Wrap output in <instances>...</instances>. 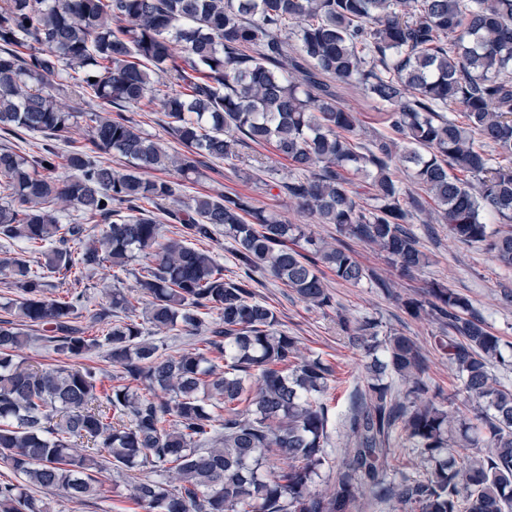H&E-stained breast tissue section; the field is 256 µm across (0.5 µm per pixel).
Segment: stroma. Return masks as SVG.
<instances>
[{
	"label": "stroma",
	"instance_id": "stroma-1",
	"mask_svg": "<svg viewBox=\"0 0 512 512\" xmlns=\"http://www.w3.org/2000/svg\"><path fill=\"white\" fill-rule=\"evenodd\" d=\"M63 103L79 107L80 114L67 140L57 142L59 154H67L76 147L87 146L91 137L90 113L101 111L99 101L83 98L73 91L60 96ZM339 102L360 119L357 140L361 143L388 134L385 110L371 99L343 89ZM239 157L234 163L221 160L210 162L201 175L183 179L185 198L201 195L216 196L224 193L246 195L266 210L281 215L291 224L307 222L306 216L288 206L279 197L271 183L288 177L289 165L277 157L270 147L245 142L238 147ZM423 251L429 256V266L414 276L395 281L394 294L387 295L368 284H347L337 281L332 271L324 276L334 296L336 307L330 310L311 309L278 280L262 274L255 290L259 299L266 301L276 311L282 327L295 336L301 355L321 357L332 366L334 377L323 398L328 408L326 451L328 463L322 471L323 480L334 479L349 446L344 428L351 403L365 388L364 367L367 358L339 329L337 314L352 319L373 318L383 328L411 336L426 358L424 379L430 394L438 401L447 402L458 392L461 381L448 357L434 343L437 324L409 316L402 307L403 298L416 295L427 283L439 281L467 296L475 309L485 319L490 331L499 336L503 357L491 361L489 371L500 384L512 388V305L502 302V291L512 289V269L494 261L481 244H462L448 237L446 225L441 223L412 226ZM140 263H132L127 270L95 267L85 273L89 311H96L106 304L107 294L113 287L134 285L140 272ZM53 512H142L130 498L123 479L106 476L102 493L84 503L68 499L64 493L53 497Z\"/></svg>",
	"mask_w": 512,
	"mask_h": 512
}]
</instances>
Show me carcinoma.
<instances>
[{
    "label": "carcinoma",
    "mask_w": 512,
    "mask_h": 512,
    "mask_svg": "<svg viewBox=\"0 0 512 512\" xmlns=\"http://www.w3.org/2000/svg\"><path fill=\"white\" fill-rule=\"evenodd\" d=\"M69 86L107 106L91 113L90 143L126 166L83 150L59 155L54 142L78 114L56 100ZM338 86L385 107L393 135L355 141L359 119L337 101ZM153 102L182 151L125 115ZM0 131L46 138L34 154L0 151V238L42 257L34 266L0 257L15 290L0 305L10 315L0 320V463L18 477L0 484V512H51L60 491L92 499L107 468L143 512H352L367 492L411 512H512V389L488 372L501 340L470 299L432 282L402 300L448 336L465 414L428 395L412 337L340 318L373 362L348 416L351 448L320 489L332 368L299 355L255 298L253 274L271 273L321 310L334 306L323 266L385 294L394 281L365 269L342 240L318 238L249 196L188 201L180 183L142 177L231 162L245 140L270 145L294 170L274 183L289 205L373 246L404 277L429 259L407 228L424 208L403 191L397 158L435 205L423 223L437 219L449 238L481 243L512 268V231L490 233L485 221L512 224V0H0ZM162 202L181 215L171 236L143 207ZM65 206L106 227L92 236L62 223ZM219 226L242 277L224 276L197 246ZM138 256L146 263L135 285L112 289L93 314L110 326L87 335L83 271L125 269ZM54 274L68 284L58 294ZM148 325L201 345L168 354ZM33 329L56 363L18 358ZM100 346L120 375L72 363ZM393 374L408 384L402 395ZM396 431L421 449L423 477L386 479ZM453 447L475 452L458 460Z\"/></svg>",
    "instance_id": "1"
}]
</instances>
